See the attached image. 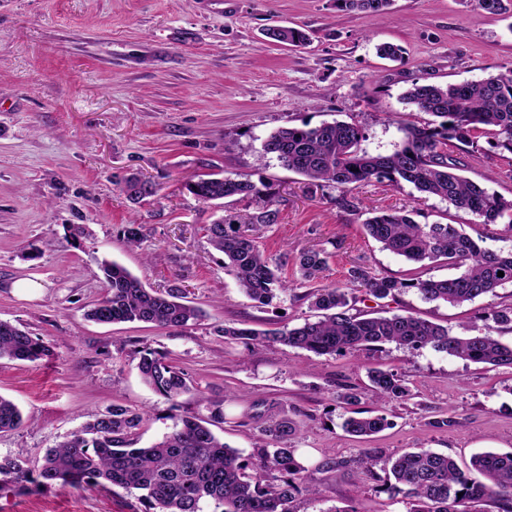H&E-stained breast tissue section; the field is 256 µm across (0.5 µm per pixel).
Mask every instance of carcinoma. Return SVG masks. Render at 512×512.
Wrapping results in <instances>:
<instances>
[{
	"label": "carcinoma",
	"mask_w": 512,
	"mask_h": 512,
	"mask_svg": "<svg viewBox=\"0 0 512 512\" xmlns=\"http://www.w3.org/2000/svg\"><path fill=\"white\" fill-rule=\"evenodd\" d=\"M344 12L381 13L391 0H335ZM477 9L512 19V0H474ZM274 43L303 46L307 33L296 27L274 25L265 29ZM377 54L397 62L404 49L382 43ZM406 103L435 120L417 125L397 117L401 132L393 150L373 154L362 147L365 127L358 121L323 122L311 127L279 128L262 144L288 171L312 181L336 185L347 193L373 179L400 188L408 183L419 192L440 198L456 210L489 226L512 217V198L491 192L460 174L463 163L448 152L454 143H487L512 154V66L481 80L434 85L413 83L404 94ZM203 201L233 197L255 201L252 212L222 215L208 225L212 247L224 254V270L234 275L247 298L267 305L276 292L290 290L281 276L288 258H273L260 251L252 233L279 219L276 196L266 184L254 183L248 175L224 172L206 174L188 184ZM124 191L133 201L156 194L148 179L132 176ZM415 211L394 210L374 214L363 222L366 233L381 249L410 262L442 259L459 273L447 279H413L400 282L376 277L363 267L349 272L346 286H319L304 295L314 311L311 318L283 330H256L224 326V337L238 340L252 350L273 341L316 354L350 352L362 346L394 344L399 348L430 346L448 356L481 364L491 370L512 368V345L494 337V329H512V304L492 309L494 325L483 329L459 326L455 332L412 314L374 315L352 312L354 291L362 289L382 299L415 288L428 301L462 305L480 297H495L497 289L512 285V250L481 245L462 225L420 224ZM327 265L326 253L307 249L297 258L301 279L312 282ZM504 276H498V272ZM106 294L87 317L101 324L151 323L160 327H185L202 311L181 301L179 290L167 296L144 288L138 278L117 262L103 263ZM50 349L25 330L0 321V358L35 362ZM138 369L144 382L172 406L192 389V381L165 356L143 350ZM372 396L381 400L404 399L409 388L397 374L374 368L369 371ZM211 409L210 419L184 416L172 430L146 448L136 447L135 437L144 416L114 403L81 430L48 449L41 462L31 464L18 457L0 458V489L9 484L39 487L97 484L140 492L147 512H204L212 501L222 512H292L296 495L317 490L306 484L308 468L297 449L288 447L295 432L284 420L264 426L253 452L246 458L224 443L209 427V420H224L221 404L201 398ZM23 416L10 399L0 396V432L18 429ZM388 422L370 410H357L344 422L346 432L367 437L382 431ZM471 469L487 482H476L448 454L419 448L391 460L389 489L409 500L407 512H470L468 505L483 499L502 502L512 512V453L485 451L471 458Z\"/></svg>",
	"instance_id": "carcinoma-1"
}]
</instances>
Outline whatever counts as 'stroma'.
<instances>
[{"label":"stroma","mask_w":512,"mask_h":512,"mask_svg":"<svg viewBox=\"0 0 512 512\" xmlns=\"http://www.w3.org/2000/svg\"><path fill=\"white\" fill-rule=\"evenodd\" d=\"M286 23L306 30V47L266 40L264 28ZM383 42L402 46L403 62L381 59ZM511 64L506 21L464 0H393L383 14H346L334 0H0V320L51 350L34 363L0 359V395L25 417L19 429L0 432V457L37 462L115 403L144 411L139 446L161 439L173 421L169 402L140 378L147 348L193 382L179 414L208 416L204 396L222 402L224 419L214 431L242 455L251 453L261 423L294 422L289 444L319 493L299 495L293 512H406L403 496L363 478L369 454L382 468L414 448L462 465L478 452H512L511 368L488 370L429 347L318 355L277 343L249 353L225 339L227 324L264 330L303 322L309 286L290 264L283 275L292 290L268 305L249 300L207 240L218 209L187 188L215 170L269 184L280 214L257 232L259 248L277 258L325 250L324 283L346 285L355 266L402 282L447 278L453 271L444 262L421 266L381 250L364 231L367 213L413 209L417 222L460 224L508 249L506 222L473 223L408 185L374 180L347 194L311 185L262 155L261 146L281 127L355 119L367 128L366 149L385 152L400 137L388 114L429 119L402 99L412 83L479 80ZM456 155L466 177L512 197V154L481 139ZM131 176L154 182L157 194L130 202L122 187ZM343 195L350 208L339 206ZM132 222L141 224L142 237L131 248L121 229ZM76 226L84 235L72 237ZM105 260L127 267L145 287L181 288L202 317L176 329L87 320L105 294ZM20 278L40 279V293L16 296L11 285ZM511 302V286L460 306L409 288L385 299L359 294L355 308L483 328L493 323V306ZM371 368L403 377L410 397L374 401ZM351 390L359 408L386 416L383 431L359 439L343 430L352 407L342 396ZM442 415L453 425L434 427ZM328 459L335 466L327 470ZM0 512L145 507L135 491L54 483L0 490Z\"/></svg>","instance_id":"1"}]
</instances>
